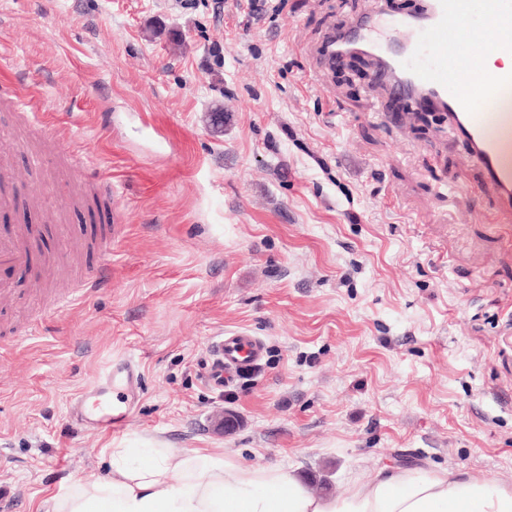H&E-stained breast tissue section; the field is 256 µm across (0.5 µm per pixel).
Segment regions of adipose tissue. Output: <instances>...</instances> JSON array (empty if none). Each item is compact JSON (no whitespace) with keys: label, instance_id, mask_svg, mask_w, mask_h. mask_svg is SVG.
Instances as JSON below:
<instances>
[{"label":"adipose tissue","instance_id":"1","mask_svg":"<svg viewBox=\"0 0 512 512\" xmlns=\"http://www.w3.org/2000/svg\"><path fill=\"white\" fill-rule=\"evenodd\" d=\"M106 475L73 478L50 512H512V489L461 468L385 466L345 494H313L276 466H242L214 451L172 459L160 442L112 449Z\"/></svg>","mask_w":512,"mask_h":512}]
</instances>
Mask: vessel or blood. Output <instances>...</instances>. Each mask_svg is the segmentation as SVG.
<instances>
[{
  "instance_id": "vessel-or-blood-1",
  "label": "vessel or blood",
  "mask_w": 512,
  "mask_h": 512,
  "mask_svg": "<svg viewBox=\"0 0 512 512\" xmlns=\"http://www.w3.org/2000/svg\"><path fill=\"white\" fill-rule=\"evenodd\" d=\"M490 30L476 37L477 27ZM362 53L374 62V82L389 99L444 113L466 143L502 213L512 214V70L481 74L479 60L512 55V0H424L417 13L388 18L382 0L348 27L331 30L319 55V68ZM23 231L0 235V266L29 260ZM112 267L111 252L87 268L80 292L99 287ZM214 362V383L232 382L264 359L263 340L250 332H225ZM139 363L114 358L92 385L74 400L76 420L84 427L119 431L141 393Z\"/></svg>"
}]
</instances>
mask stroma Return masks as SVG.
I'll use <instances>...</instances> for the list:
<instances>
[{
	"label": "stroma",
	"instance_id": "stroma-1",
	"mask_svg": "<svg viewBox=\"0 0 512 512\" xmlns=\"http://www.w3.org/2000/svg\"><path fill=\"white\" fill-rule=\"evenodd\" d=\"M372 2L0 0V87L66 132L121 218L111 234L74 204L55 150L16 149L0 174V193L34 197L0 212L33 252L0 268V486L21 512L142 437L293 470L316 494L385 464L512 488V222L442 114L392 103L369 57L313 70L326 31ZM106 245L110 281L53 311ZM237 329L267 354L213 386ZM124 355L142 372L125 432L77 426L71 399Z\"/></svg>",
	"mask_w": 512,
	"mask_h": 512
}]
</instances>
